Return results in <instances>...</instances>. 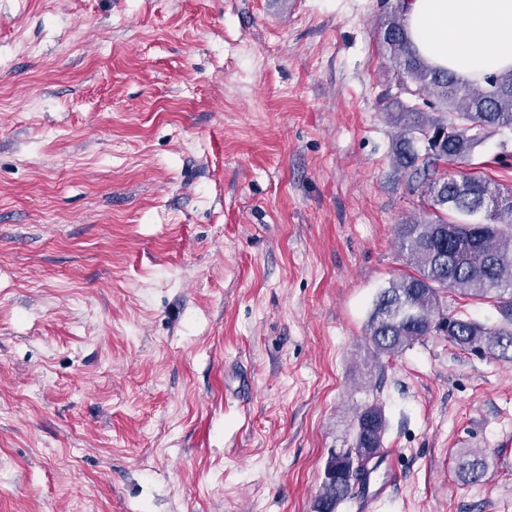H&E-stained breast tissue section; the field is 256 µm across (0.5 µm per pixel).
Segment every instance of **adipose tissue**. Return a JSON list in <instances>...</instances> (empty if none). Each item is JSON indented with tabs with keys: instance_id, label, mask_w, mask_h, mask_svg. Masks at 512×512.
Segmentation results:
<instances>
[{
	"instance_id": "adipose-tissue-1",
	"label": "adipose tissue",
	"mask_w": 512,
	"mask_h": 512,
	"mask_svg": "<svg viewBox=\"0 0 512 512\" xmlns=\"http://www.w3.org/2000/svg\"><path fill=\"white\" fill-rule=\"evenodd\" d=\"M412 45L469 82L512 70V0H405Z\"/></svg>"
}]
</instances>
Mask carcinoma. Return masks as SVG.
<instances>
[{
    "instance_id": "1",
    "label": "carcinoma",
    "mask_w": 512,
    "mask_h": 512,
    "mask_svg": "<svg viewBox=\"0 0 512 512\" xmlns=\"http://www.w3.org/2000/svg\"><path fill=\"white\" fill-rule=\"evenodd\" d=\"M377 30L397 80L398 92L386 94L383 105L400 126L392 164L420 190L426 209L422 217L397 225L396 243L411 272L377 293L366 324L370 353L379 363L436 333L463 350L512 361V319L487 328L449 314L442 303L449 289L512 310V185L476 171L441 169L472 161L488 134L512 129V71L475 85L426 63L409 39L402 0L390 6ZM386 430L380 404L358 408L351 443L328 453L313 512H338L354 495L358 472L370 458L383 456ZM485 468L479 451H466L458 478L475 484Z\"/></svg>"
}]
</instances>
